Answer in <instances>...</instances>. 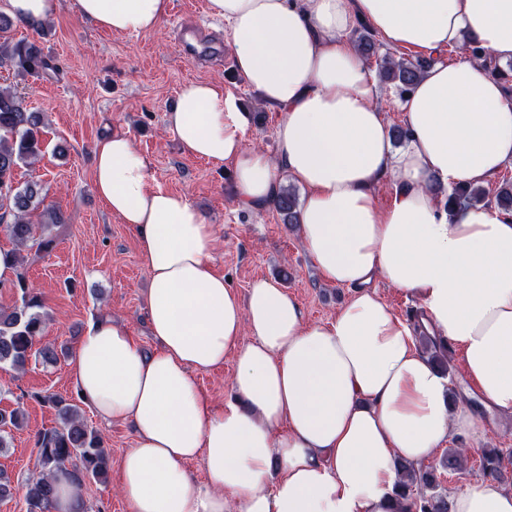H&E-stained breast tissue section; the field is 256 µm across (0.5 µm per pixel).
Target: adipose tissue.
Segmentation results:
<instances>
[{"label": "adipose tissue", "mask_w": 512, "mask_h": 512, "mask_svg": "<svg viewBox=\"0 0 512 512\" xmlns=\"http://www.w3.org/2000/svg\"><path fill=\"white\" fill-rule=\"evenodd\" d=\"M231 29L243 81L282 112L276 152L243 146L236 97L213 82L182 87L165 122L183 150L231 163L237 200L272 205L282 179L305 190L300 235L324 278L353 295L324 325L275 281L240 300L212 264L216 229L182 193L151 188L130 139L100 138L96 195L136 234L149 275L156 353L111 317L91 318L69 377L104 422L129 424L119 464L126 512H394L397 464H419L479 418L450 410V384L411 326L372 290L378 278L419 299L457 345L485 407L512 412V217L447 210L430 182L482 184L512 163V99L476 42L512 59V0H209ZM82 20L115 33L156 29L169 0H76ZM452 63L427 69L402 109L394 147L378 83L351 34ZM390 181L393 199L375 191ZM251 342H244V334ZM233 359V396L211 407L193 373ZM202 459L205 478L187 468ZM452 512H512L494 481L455 490Z\"/></svg>", "instance_id": "ef3b65f1"}]
</instances>
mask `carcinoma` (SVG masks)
<instances>
[{
	"label": "carcinoma",
	"mask_w": 512,
	"mask_h": 512,
	"mask_svg": "<svg viewBox=\"0 0 512 512\" xmlns=\"http://www.w3.org/2000/svg\"><path fill=\"white\" fill-rule=\"evenodd\" d=\"M12 20L0 13V58L26 73H37L49 67V60L41 56V49L31 43L12 42L5 33ZM430 62H409L385 55L378 59V73L386 81L395 83L400 97H405ZM41 117L24 106L22 97L10 89H0V227L6 230L15 244L13 255L17 274L8 283L0 281V288H9L19 295L21 304L0 309V365L16 370L25 369L31 359L56 364L68 357L66 345H38L46 323L41 296L30 285L23 271V249H35L34 257L50 254L57 243L54 229L64 223L63 215L50 207L40 208V185L20 186L14 173L19 165L31 162L40 153L39 125ZM486 193L480 186L454 185L448 189L445 205L465 209L484 201ZM298 197L293 188L279 189L275 209L290 224L299 223ZM418 342L429 361L446 373L452 360V349L442 337L419 332ZM43 402L57 414L59 425L45 429L34 437L38 448V472L29 479L25 495L26 512H50L54 494L52 476L65 466L80 483L87 480L105 482L112 458L102 446V439L84 420L80 408L71 400L57 394H48ZM24 415L19 409L0 414V447L6 429L23 427ZM468 456L461 448L448 449L439 461V467L450 474L466 470ZM479 470L486 479L512 488V449L485 448L479 456ZM396 512H452L448 491L441 487L435 468L402 464L396 488Z\"/></svg>",
	"instance_id": "obj_1"
}]
</instances>
